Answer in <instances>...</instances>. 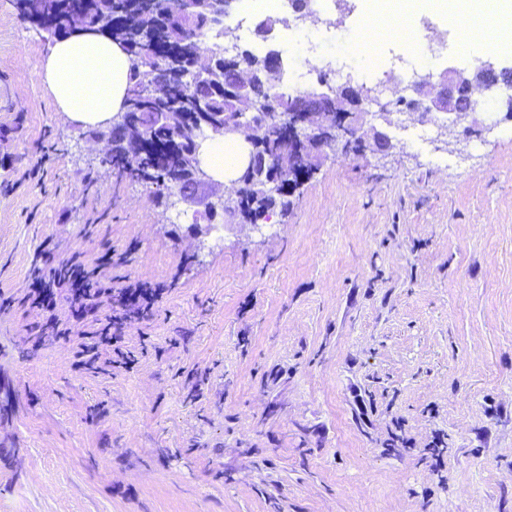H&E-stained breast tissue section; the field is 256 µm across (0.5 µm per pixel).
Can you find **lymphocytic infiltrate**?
<instances>
[{
  "label": "lymphocytic infiltrate",
  "instance_id": "f902f5d3",
  "mask_svg": "<svg viewBox=\"0 0 512 512\" xmlns=\"http://www.w3.org/2000/svg\"><path fill=\"white\" fill-rule=\"evenodd\" d=\"M126 254L105 252L90 264L74 255L62 262L46 261L29 277L26 303L45 313V325L55 335H69L54 314L57 293H64L74 321L87 322L86 338L80 352L81 365L95 362L100 347L111 348L112 364L129 368L135 362L123 348L128 328L153 315L164 295L162 286L146 281L112 285V270L125 264Z\"/></svg>",
  "mask_w": 512,
  "mask_h": 512
}]
</instances>
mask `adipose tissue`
<instances>
[{
  "mask_svg": "<svg viewBox=\"0 0 512 512\" xmlns=\"http://www.w3.org/2000/svg\"><path fill=\"white\" fill-rule=\"evenodd\" d=\"M467 19L473 42L490 48L512 44V0H475ZM42 74L68 120L97 126L120 111L129 85L130 62L109 36L78 28L52 44ZM240 148V141L221 137L204 146L202 162L220 184H229L240 171Z\"/></svg>",
  "mask_w": 512,
  "mask_h": 512,
  "instance_id": "adipose-tissue-1",
  "label": "adipose tissue"
}]
</instances>
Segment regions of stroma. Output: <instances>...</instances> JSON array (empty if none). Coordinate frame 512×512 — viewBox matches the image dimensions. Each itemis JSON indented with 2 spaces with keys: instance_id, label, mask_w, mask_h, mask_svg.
I'll return each mask as SVG.
<instances>
[{
  "instance_id": "obj_1",
  "label": "stroma",
  "mask_w": 512,
  "mask_h": 512,
  "mask_svg": "<svg viewBox=\"0 0 512 512\" xmlns=\"http://www.w3.org/2000/svg\"><path fill=\"white\" fill-rule=\"evenodd\" d=\"M0 0V512H512V118L325 159L258 227L118 179ZM59 156L20 183L41 141ZM185 221H178V214ZM163 283L137 363L31 331L46 252Z\"/></svg>"
}]
</instances>
